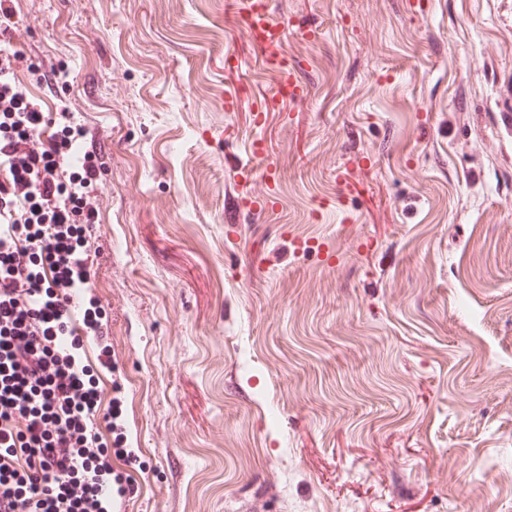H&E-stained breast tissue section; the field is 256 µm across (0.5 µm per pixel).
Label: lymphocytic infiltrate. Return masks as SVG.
Returning a JSON list of instances; mask_svg holds the SVG:
<instances>
[{
    "label": "lymphocytic infiltrate",
    "mask_w": 512,
    "mask_h": 512,
    "mask_svg": "<svg viewBox=\"0 0 512 512\" xmlns=\"http://www.w3.org/2000/svg\"><path fill=\"white\" fill-rule=\"evenodd\" d=\"M27 64L0 40V367L9 370L0 383V512H72L61 488L96 454V432L85 427L74 448L66 417L35 414L20 428L11 419L35 395L63 407L85 400L78 359L59 342L67 305L91 278L73 233L96 222L98 168L80 149L85 133L72 113L61 112L63 128L50 132V119L16 84ZM23 460L37 467L17 492L8 477Z\"/></svg>",
    "instance_id": "lymphocytic-infiltrate-1"
}]
</instances>
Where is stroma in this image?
I'll list each match as a JSON object with an SVG mask.
<instances>
[{"label":"stroma","mask_w":512,"mask_h":512,"mask_svg":"<svg viewBox=\"0 0 512 512\" xmlns=\"http://www.w3.org/2000/svg\"><path fill=\"white\" fill-rule=\"evenodd\" d=\"M12 8L20 88L106 139L123 512H512V0H272L307 96L262 117L236 0Z\"/></svg>","instance_id":"obj_1"}]
</instances>
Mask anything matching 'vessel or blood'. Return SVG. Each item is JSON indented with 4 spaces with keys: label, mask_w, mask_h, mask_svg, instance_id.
<instances>
[{
    "label": "vessel or blood",
    "mask_w": 512,
    "mask_h": 512,
    "mask_svg": "<svg viewBox=\"0 0 512 512\" xmlns=\"http://www.w3.org/2000/svg\"><path fill=\"white\" fill-rule=\"evenodd\" d=\"M239 14L247 36L265 49L266 65L279 76L276 98L262 101L263 111H271L279 99L305 98L307 92L296 74L293 60L282 48L283 30L272 19L270 0H241Z\"/></svg>",
    "instance_id": "obj_1"
}]
</instances>
